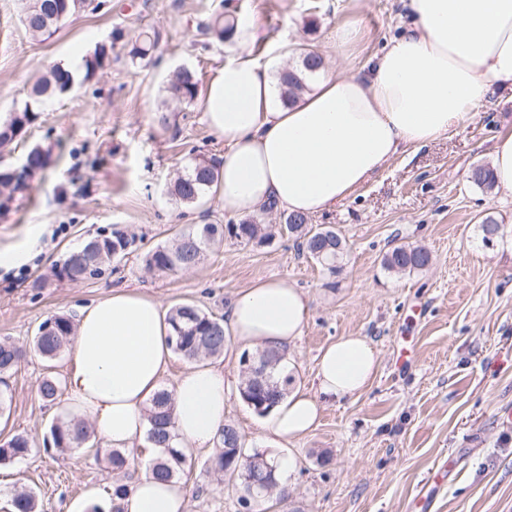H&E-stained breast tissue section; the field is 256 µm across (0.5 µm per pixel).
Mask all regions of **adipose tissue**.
I'll list each match as a JSON object with an SVG mask.
<instances>
[{"instance_id":"obj_1","label":"adipose tissue","mask_w":512,"mask_h":512,"mask_svg":"<svg viewBox=\"0 0 512 512\" xmlns=\"http://www.w3.org/2000/svg\"><path fill=\"white\" fill-rule=\"evenodd\" d=\"M412 25L367 70H339L292 103L280 98L273 61L242 53L208 85L203 111L224 140L216 189L226 214H322L350 198L399 152L455 132L497 86H512V0H404ZM309 302L290 280L260 279L240 291L228 326L246 347L286 350L303 332ZM161 301L123 287L82 308L63 378L66 412L95 437L130 452L143 443L147 409L172 354ZM379 358L363 336H342L318 356L314 393L294 391L263 428L278 441L308 433L326 405L359 397ZM176 448H210L230 387L219 364L183 372L171 388ZM124 512H187L186 490L144 475L127 484Z\"/></svg>"}]
</instances>
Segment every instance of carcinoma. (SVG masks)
<instances>
[{
    "instance_id": "carcinoma-1",
    "label": "carcinoma",
    "mask_w": 512,
    "mask_h": 512,
    "mask_svg": "<svg viewBox=\"0 0 512 512\" xmlns=\"http://www.w3.org/2000/svg\"><path fill=\"white\" fill-rule=\"evenodd\" d=\"M56 0H29L22 17L23 26L34 36L50 38L59 28L51 20L52 5ZM234 25L224 23L219 15L206 27L205 32L213 34L220 41L233 34ZM156 34L144 32L132 45L129 56L132 60H145L157 47ZM112 54V47L105 44L97 46L93 53L84 59V79L89 80L104 68ZM320 55L311 50L301 53V65L289 68L280 75L284 88L282 97L290 102L300 91L305 90L306 82L322 68ZM76 83L69 72L62 66L54 65L40 76L31 88L30 101L23 109L13 112L0 125V149H5L18 140L25 138L28 127L37 119V108L56 98L69 94ZM171 97L179 101L192 102L198 95V81L186 69L178 70L168 85ZM219 171L217 160L213 158H196L187 171L174 182L172 194L187 205L198 204L212 192L218 183ZM473 183L484 189L494 187L490 168L479 165L471 171ZM18 192V185L13 183L8 171H0V210H7ZM296 237L299 246L313 260L334 273L346 253L345 241L330 226L313 228L307 224V217L302 214L289 213L282 224H255L245 219L238 224H197L193 229L181 232L170 245H158L145 255L148 269L171 274L190 267H195L203 258V252L212 245L224 240V237L255 242L259 245L271 242L275 236ZM130 240L122 233L116 232L110 237L97 236L88 240L85 247L90 252L85 261L73 259V254L65 256L61 264L54 269V276L71 282L85 280L83 263L90 266V275L101 276L105 267L112 261L122 259L129 254ZM432 261L430 252L423 247L397 245L389 250L382 259V266L389 272L405 273L422 270ZM56 330L49 336L35 335L34 349L45 359L52 361L70 342L73 335L72 319L64 314L49 317ZM169 321L172 328L171 340L173 351L188 360L198 361L206 357H218L230 335L224 326V318L213 316L192 304H179L171 309ZM258 359L265 365V378L252 383L242 381L239 394L248 407L259 415L267 413L288 393L294 383V377L280 375L277 367L281 360L280 353L271 348L256 351ZM22 351L7 339L0 340V376L11 373L18 365ZM41 399L53 404L59 397L60 382L53 375H46L38 383ZM174 403L170 393L160 391L152 400L147 410V442L167 449V457L157 458L150 467L152 475L170 479L180 474L186 456L171 447ZM50 444L43 451L53 456L75 448H84L89 444L92 431L87 422L70 419L58 420L50 428ZM31 451L29 438L24 434H15L8 441L0 444V462L22 458ZM273 466L268 453L258 448L246 447V435L232 423L224 424L220 432V448L211 458V471L216 475L219 490L241 489L256 478H269L268 468ZM288 500V491L282 487L267 495H256L246 501L239 499L240 505L252 509L256 504L272 503L279 505ZM13 512H37V495L32 489H23L13 495L11 500Z\"/></svg>"
}]
</instances>
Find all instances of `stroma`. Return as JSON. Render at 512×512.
<instances>
[{
  "label": "stroma",
  "mask_w": 512,
  "mask_h": 512,
  "mask_svg": "<svg viewBox=\"0 0 512 512\" xmlns=\"http://www.w3.org/2000/svg\"><path fill=\"white\" fill-rule=\"evenodd\" d=\"M23 6L0 0V114L22 109L31 83L53 64L100 43L111 45L112 61L43 104L24 140L0 155L9 165L39 145L53 158L0 213V253L22 256L0 266V338L27 351L0 390V441L18 433L33 441L27 456L0 464V512L20 487L37 493L39 512H65L91 486L102 492V512H117L113 483L141 476L150 462L143 450L122 471L83 450L47 457L43 440L63 411L43 402L37 385L46 372L61 376L69 354L49 366L32 352L43 320L75 316L122 286L219 317L239 291L270 277L294 281L309 301L303 333L287 350L296 388L313 390L316 357L337 337H366L380 358L359 398L327 405L316 428L289 442L296 468L288 504L273 512H420L425 480L443 466L448 475L429 512H512V195L470 180L475 166L490 163L498 133L512 128V90L496 88L450 138L403 150L349 199L310 217L313 227L332 226L346 240L339 271L298 254L286 237L265 245L228 238L197 266L162 275L146 270L148 250L192 225L231 221L215 196L186 205L171 193L194 158L224 153L201 100L170 98L171 75L189 69L204 89L236 53L278 56L283 70L297 65L302 48L320 54L330 74L343 24L361 35L359 67L407 28L402 0H104L46 40L25 30ZM220 12L250 22L252 38L204 34ZM144 30L158 33V47L135 62L128 50ZM487 216L504 227L489 242ZM115 232L134 243L104 275L34 287L64 253ZM411 243L431 251L429 268L399 275L383 268L386 252ZM225 414L248 447L273 448L262 416L236 393ZM212 455L198 449L186 461L188 512H242L235 493L217 490Z\"/></svg>",
  "instance_id": "obj_1"
}]
</instances>
